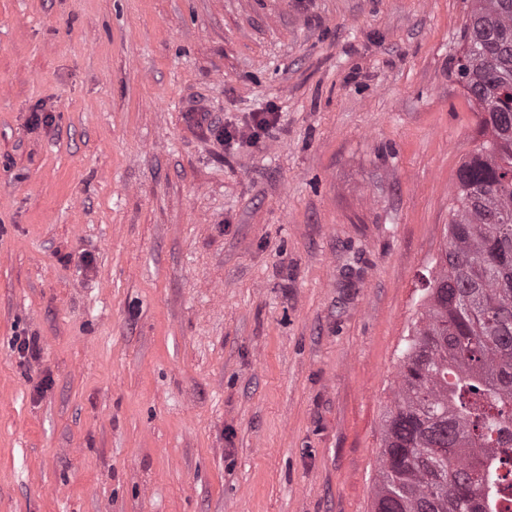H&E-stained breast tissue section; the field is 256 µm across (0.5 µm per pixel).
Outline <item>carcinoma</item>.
<instances>
[{
  "mask_svg": "<svg viewBox=\"0 0 512 512\" xmlns=\"http://www.w3.org/2000/svg\"><path fill=\"white\" fill-rule=\"evenodd\" d=\"M455 75L482 140L406 339L375 512H512V0H472Z\"/></svg>",
  "mask_w": 512,
  "mask_h": 512,
  "instance_id": "obj_1",
  "label": "carcinoma"
}]
</instances>
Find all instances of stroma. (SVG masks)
I'll use <instances>...</instances> for the list:
<instances>
[{
  "instance_id": "stroma-1",
  "label": "stroma",
  "mask_w": 512,
  "mask_h": 512,
  "mask_svg": "<svg viewBox=\"0 0 512 512\" xmlns=\"http://www.w3.org/2000/svg\"><path fill=\"white\" fill-rule=\"evenodd\" d=\"M470 9L0 0V512H374ZM198 112H189L187 114L188 122L195 127H204L215 133L216 139L223 145H230L233 139H247L257 140L260 137V131L266 132L276 120V113L274 107H269L267 112H253L250 115V120L243 124L241 127L228 130V125L220 123L208 122L205 114L196 115Z\"/></svg>"
}]
</instances>
